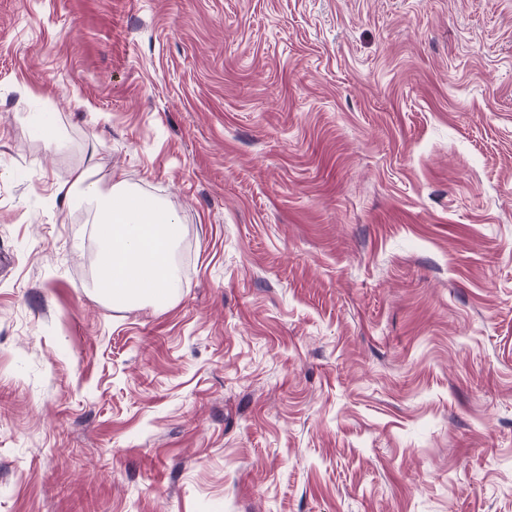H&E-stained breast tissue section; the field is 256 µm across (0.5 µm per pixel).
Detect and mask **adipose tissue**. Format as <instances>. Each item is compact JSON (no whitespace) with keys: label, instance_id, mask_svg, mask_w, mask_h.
<instances>
[{"label":"adipose tissue","instance_id":"adipose-tissue-1","mask_svg":"<svg viewBox=\"0 0 512 512\" xmlns=\"http://www.w3.org/2000/svg\"><path fill=\"white\" fill-rule=\"evenodd\" d=\"M67 206L93 216L99 240L98 293L115 305L167 303L178 286L172 250L176 213L117 181L103 188L81 173L63 190Z\"/></svg>","mask_w":512,"mask_h":512}]
</instances>
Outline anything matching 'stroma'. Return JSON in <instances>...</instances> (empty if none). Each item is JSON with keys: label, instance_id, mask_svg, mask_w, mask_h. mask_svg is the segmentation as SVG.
Wrapping results in <instances>:
<instances>
[{"label": "stroma", "instance_id": "1", "mask_svg": "<svg viewBox=\"0 0 512 512\" xmlns=\"http://www.w3.org/2000/svg\"><path fill=\"white\" fill-rule=\"evenodd\" d=\"M0 256V512H512V0H0ZM60 192L68 207L92 213L100 247L98 293L113 305L167 303L178 288L172 261L176 213L125 181L104 189L88 172Z\"/></svg>", "mask_w": 512, "mask_h": 512}]
</instances>
